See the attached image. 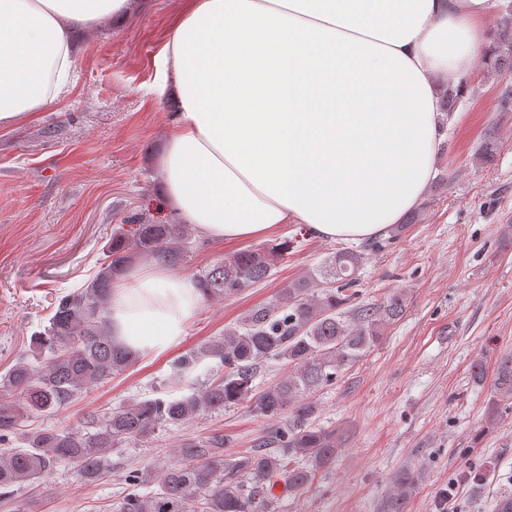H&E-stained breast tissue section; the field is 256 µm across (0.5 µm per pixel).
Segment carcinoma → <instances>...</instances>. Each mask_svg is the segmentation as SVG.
I'll list each match as a JSON object with an SVG mask.
<instances>
[{
    "label": "carcinoma",
    "instance_id": "cac0c4a2",
    "mask_svg": "<svg viewBox=\"0 0 512 512\" xmlns=\"http://www.w3.org/2000/svg\"><path fill=\"white\" fill-rule=\"evenodd\" d=\"M509 57L512 17L504 21L481 65L498 71ZM190 240L187 225L119 224L94 278L55 298L48 326L33 336L32 356L18 357L0 375V444L21 433L25 444L0 455V498H9L18 484L45 477L58 464H71L83 479L92 480L112 449L244 402L270 421L285 413L288 419L230 457L224 456L228 439L217 430L183 439L176 462L129 472L118 512H277V484L296 492L336 455V430L315 424L317 405L311 397L333 385L381 341L385 325L405 312L400 293L380 305L345 311L359 298L356 283L363 260L361 251L349 246L336 249L312 274L289 283L273 303L254 309L240 325L182 355L178 381L197 385L198 391L179 398L131 399L90 415L75 429L25 428L32 418L65 409L136 360V352L112 339V287L136 258L180 265ZM289 249L291 242L285 240L214 260L197 278L203 299L240 295L267 281ZM207 360L216 362V370L203 380L198 370ZM268 363L288 365V377L258 391L255 380ZM495 388L512 399V352L498 360ZM417 482L414 471H400L383 512H404ZM150 483L159 490L139 492Z\"/></svg>",
    "mask_w": 512,
    "mask_h": 512
}]
</instances>
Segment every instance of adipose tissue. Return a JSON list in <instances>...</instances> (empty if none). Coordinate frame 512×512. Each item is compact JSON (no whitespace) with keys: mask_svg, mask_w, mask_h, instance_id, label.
<instances>
[{"mask_svg":"<svg viewBox=\"0 0 512 512\" xmlns=\"http://www.w3.org/2000/svg\"><path fill=\"white\" fill-rule=\"evenodd\" d=\"M132 0H0V127L72 89V33ZM490 0H190L160 58L174 106L166 203L211 241L303 224L329 241L401 223L443 141L439 85L471 71ZM203 301L173 266L112 290L116 343L159 354Z\"/></svg>","mask_w":512,"mask_h":512,"instance_id":"adipose-tissue-1","label":"adipose tissue"}]
</instances>
